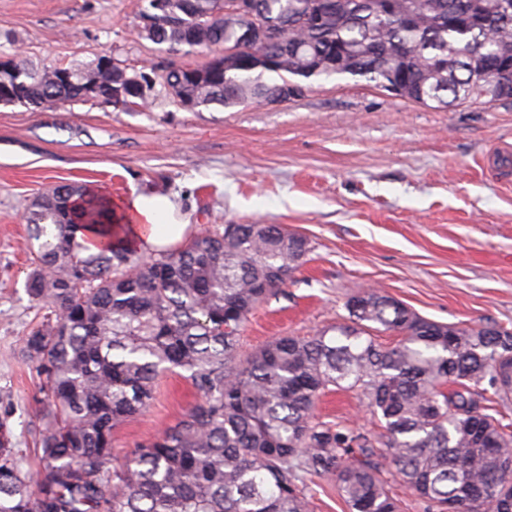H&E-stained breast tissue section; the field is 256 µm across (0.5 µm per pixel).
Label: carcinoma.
<instances>
[{"label":"carcinoma","mask_w":512,"mask_h":512,"mask_svg":"<svg viewBox=\"0 0 512 512\" xmlns=\"http://www.w3.org/2000/svg\"><path fill=\"white\" fill-rule=\"evenodd\" d=\"M140 36L154 44L217 46L239 21L220 0H165ZM256 0L262 20L287 32L224 65L168 62L156 86L202 108L261 101L285 81L345 76L446 109L465 100L512 101V9L497 0ZM321 4V24L305 21ZM479 62L508 83L496 95L470 82ZM93 63L66 67L112 90ZM57 73L20 60L0 88L25 82L23 106L81 103ZM35 254L25 290L54 316L30 328L22 356L41 377L39 468L25 471L0 423V512H310L303 486L327 478L349 512H400L386 474L426 512H512V329L461 327L420 316L376 289L347 298V322L314 336H282L245 356L251 313L287 285L308 241L279 224H226L176 250L145 257L117 239L124 218L80 182L41 196L28 216ZM97 226L96 251L77 233ZM397 337L391 347L376 334ZM175 372L200 395L176 424L116 460L114 430L146 410L159 376ZM356 393L382 431L315 417L320 396Z\"/></svg>","instance_id":"obj_1"}]
</instances>
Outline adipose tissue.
<instances>
[{
    "label": "adipose tissue",
    "mask_w": 512,
    "mask_h": 512,
    "mask_svg": "<svg viewBox=\"0 0 512 512\" xmlns=\"http://www.w3.org/2000/svg\"><path fill=\"white\" fill-rule=\"evenodd\" d=\"M118 209L127 222L129 243L147 254L182 243L190 232L188 223L176 217V207L165 195L136 190Z\"/></svg>",
    "instance_id": "adipose-tissue-1"
}]
</instances>
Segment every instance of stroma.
<instances>
[{
	"mask_svg": "<svg viewBox=\"0 0 512 512\" xmlns=\"http://www.w3.org/2000/svg\"><path fill=\"white\" fill-rule=\"evenodd\" d=\"M142 3L0 0V50L49 66L108 54L147 71L170 53L137 35ZM74 181L115 202L167 194L195 235L260 222L308 240L303 266L249 317L240 354L342 324L346 299L370 288L440 323L512 328V102L442 111L333 77L281 105L193 112L164 94L144 110L0 105V421L24 468L38 462L40 377L21 348L49 312L25 292L27 216L39 193ZM197 401L164 376L150 407L115 430L117 454ZM317 414L379 430L351 393L326 394Z\"/></svg>",
	"mask_w": 512,
	"mask_h": 512,
	"instance_id": "stroma-1",
	"label": "stroma"
}]
</instances>
